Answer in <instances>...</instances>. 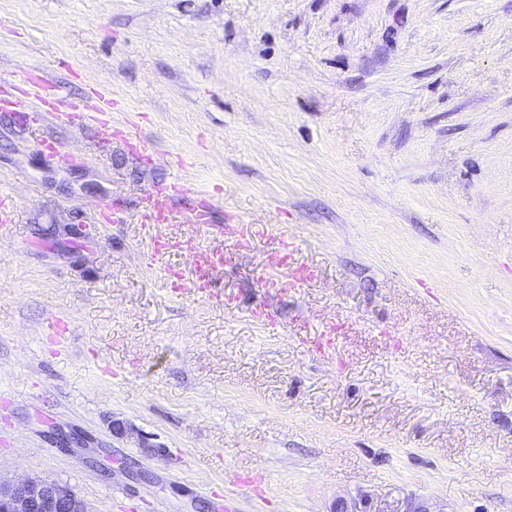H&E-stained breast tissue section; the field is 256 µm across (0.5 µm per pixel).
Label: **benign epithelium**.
<instances>
[{
	"label": "benign epithelium",
	"instance_id": "1",
	"mask_svg": "<svg viewBox=\"0 0 512 512\" xmlns=\"http://www.w3.org/2000/svg\"><path fill=\"white\" fill-rule=\"evenodd\" d=\"M0 512H89L69 487L38 477L0 482Z\"/></svg>",
	"mask_w": 512,
	"mask_h": 512
}]
</instances>
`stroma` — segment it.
<instances>
[{
	"instance_id": "stroma-1",
	"label": "stroma",
	"mask_w": 512,
	"mask_h": 512,
	"mask_svg": "<svg viewBox=\"0 0 512 512\" xmlns=\"http://www.w3.org/2000/svg\"><path fill=\"white\" fill-rule=\"evenodd\" d=\"M40 70L142 146L0 110V478L225 512L242 463L235 512H512V0H0V83ZM175 175L215 230L168 231L234 249L214 303L139 229ZM295 242L284 235L275 238L272 250L266 257L267 280L266 283L271 288L286 290L288 288H301L308 283L312 274L306 266L296 267L288 272V276L284 277L282 271L286 265V259H292L295 252Z\"/></svg>"
}]
</instances>
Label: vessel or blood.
Returning a JSON list of instances; mask_svg holds the SVG:
<instances>
[{
  "mask_svg": "<svg viewBox=\"0 0 512 512\" xmlns=\"http://www.w3.org/2000/svg\"><path fill=\"white\" fill-rule=\"evenodd\" d=\"M47 83L48 78L43 73L30 72L20 82L11 84L10 87L0 86V109L17 104L19 99L33 97L41 102L39 107L41 121L64 123L81 120L95 124L104 138L124 137V130L112 123L110 107L98 106L87 98H67L64 106L61 107L41 101V92ZM183 192L184 186L181 180L175 178L163 189L149 194L144 207L142 227L148 237V251L151 258H160L176 252H183L188 256V269L167 268L168 281L176 285L183 280H190L198 295L207 296L211 293L215 275L224 268L228 250L221 245L192 249L177 236L163 233V224L170 221L173 201ZM210 210V201L201 200L196 207L186 212L184 221L195 226L201 233H209ZM295 249L296 245L291 238L281 236L274 239L272 249L266 257L268 286L285 290L302 287L311 280L312 274L307 267L287 269L286 260L292 257Z\"/></svg>",
  "mask_w": 512,
  "mask_h": 512,
  "instance_id": "b4317fda",
  "label": "vessel or blood"
}]
</instances>
